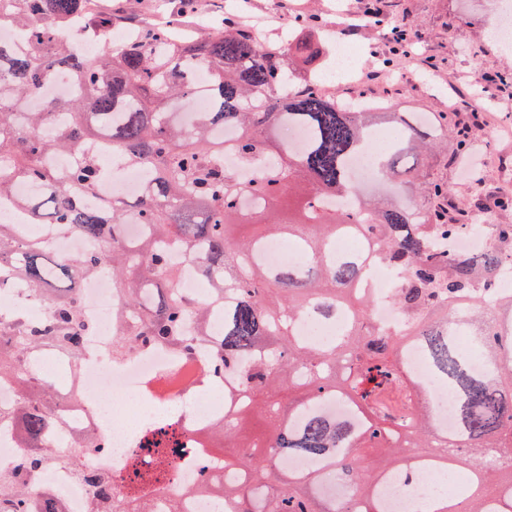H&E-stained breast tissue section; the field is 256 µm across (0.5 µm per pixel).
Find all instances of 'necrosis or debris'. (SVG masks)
I'll return each mask as SVG.
<instances>
[{
    "label": "necrosis or debris",
    "instance_id": "4bbe7bcc",
    "mask_svg": "<svg viewBox=\"0 0 512 512\" xmlns=\"http://www.w3.org/2000/svg\"><path fill=\"white\" fill-rule=\"evenodd\" d=\"M34 192L33 186L22 184L12 195L1 197L0 219L17 224L20 233L33 232L48 239L55 250L84 252L88 247L84 239L54 237L46 224L27 225L17 200ZM360 286L373 300L370 322L375 330L387 335L403 333L406 325L392 303L400 286L399 275L387 265L372 263ZM79 295L89 324L84 360L75 366L58 350L47 348L37 350L28 360L31 378L37 384L48 383L47 365L74 370L53 415L60 457L39 472L41 484L50 491V501L62 512H92V477L104 473L113 478L124 473L130 449L142 445L147 428L161 423L179 425L180 447L196 448L201 444L200 429L224 417L223 406L204 401L195 391L205 368L200 359H185L165 348L137 350L123 359H113L112 339L118 326L112 312L122 295L108 271L86 279ZM87 431L105 438L106 450L86 452L76 469L61 464L73 441ZM437 475L436 468L421 466L412 470L406 483L386 477L380 491L387 512H420L424 503L447 494Z\"/></svg>",
    "mask_w": 512,
    "mask_h": 512
}]
</instances>
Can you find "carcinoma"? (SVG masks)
Masks as SVG:
<instances>
[{"label": "carcinoma", "mask_w": 512, "mask_h": 512, "mask_svg": "<svg viewBox=\"0 0 512 512\" xmlns=\"http://www.w3.org/2000/svg\"><path fill=\"white\" fill-rule=\"evenodd\" d=\"M12 23L23 48L0 52V196L18 182L38 187L19 206L29 224H50L59 235L81 236L94 248L55 256L45 241L0 223V280L15 279L29 296L44 301L47 321L17 316L0 326V385L11 384L20 399L0 409V426L21 422L20 466L0 473V512H32L36 503L18 482L38 472L52 455L45 437L57 401L51 387L33 383L27 358L52 346L82 359L84 322L77 288L100 268H110L124 294L112 313L119 324L112 358L163 347L185 358L207 361L202 381L241 370L224 384L230 424L201 432L210 449L221 442L224 469L235 478L222 484L220 512H385L378 485L387 472L404 474L415 463L469 474L453 498L429 501L426 512H512V296L497 294L499 267L512 263V224L482 233L448 217L441 203L448 184L425 178L424 160L448 148V117L419 118L414 112H385L395 132L382 142L370 138L377 113L351 112L320 83L298 76L293 55L309 71L325 57L310 31H300L284 49L265 48L256 33L225 24L206 36L184 35L166 24H136L119 13L86 11L87 0H12ZM78 10L100 33L98 52L88 57L61 36ZM134 28V39L116 48L108 33L117 23ZM210 73V108L173 122L174 102L192 100L195 67ZM76 78L69 97H40L59 73ZM303 131V147L272 150L271 134L282 125ZM236 130L227 144L218 137ZM99 142L126 163L145 171L135 200L81 201L76 186L92 194L103 185L102 156L85 155L70 170L48 168L44 158ZM230 151L244 165L264 167L248 183L224 167ZM371 156L377 171L418 186L421 198L388 205L362 197L359 206L375 219L355 222L347 211L324 208L321 200L356 195L351 162ZM297 202L302 219H276L285 199ZM134 213L144 234L128 242L125 221ZM233 224H258L265 231L235 240ZM484 234L481 251L457 252L462 228ZM295 238L301 261L273 266L261 257L270 239ZM358 238L369 251L336 255V239ZM194 265L224 300L223 330L205 343L208 302L181 288L179 259ZM403 274L395 303L407 323L401 336H383L368 325L372 299L358 284L370 259ZM351 310L349 329L326 345H311L293 332L303 317L336 321ZM485 360L471 368L472 354ZM422 347L428 373L419 376L407 350ZM448 388L457 419L444 430L425 400L434 385ZM339 398L357 419L311 412L317 402ZM257 415L264 423L253 444H230L234 430ZM177 443L166 424L151 429L145 448ZM293 457L313 470L294 472ZM199 483L183 492L214 493L210 459L197 458ZM357 479L355 497L340 502L319 488L320 471ZM170 464L150 477L137 464L127 471L130 491L116 495L112 480L94 478V512H155Z\"/></svg>", "instance_id": "1"}]
</instances>
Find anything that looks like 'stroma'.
Here are the masks:
<instances>
[{
    "mask_svg": "<svg viewBox=\"0 0 512 512\" xmlns=\"http://www.w3.org/2000/svg\"><path fill=\"white\" fill-rule=\"evenodd\" d=\"M382 4L386 26L360 25L352 39L362 49L359 70L377 69L379 56L389 51L388 23L402 19L417 32L418 48L433 58L435 71L420 75L413 72L411 61H404L407 89L391 95L384 83L374 80L366 83L367 94L390 98L400 112H444L455 123L462 120L455 112L461 97L489 98L490 106L482 110L486 129L473 147L474 171L449 163L444 154L431 157L427 170L430 177L448 183L457 207L484 205L477 223L512 224V208L492 204L497 196H512V128L505 125L512 110L500 104L512 96V54H503L487 35L492 0H382ZM278 6L282 13L298 12L312 20L325 49L345 20L336 10V0H278Z\"/></svg>",
    "mask_w": 512,
    "mask_h": 512,
    "instance_id": "obj_1",
    "label": "stroma"
}]
</instances>
